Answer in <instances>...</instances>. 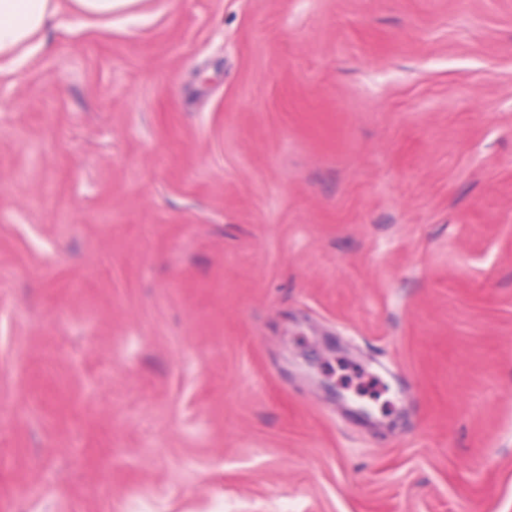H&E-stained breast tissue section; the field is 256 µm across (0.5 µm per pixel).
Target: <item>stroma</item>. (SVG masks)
Listing matches in <instances>:
<instances>
[{"mask_svg": "<svg viewBox=\"0 0 512 512\" xmlns=\"http://www.w3.org/2000/svg\"><path fill=\"white\" fill-rule=\"evenodd\" d=\"M56 5L0 70V512H512V0ZM135 0H71L73 15L78 18H99L112 16Z\"/></svg>", "mask_w": 512, "mask_h": 512, "instance_id": "35a3bbf8", "label": "stroma"}]
</instances>
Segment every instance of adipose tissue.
Wrapping results in <instances>:
<instances>
[{"instance_id":"ef3b65f1","label":"adipose tissue","mask_w":512,"mask_h":512,"mask_svg":"<svg viewBox=\"0 0 512 512\" xmlns=\"http://www.w3.org/2000/svg\"><path fill=\"white\" fill-rule=\"evenodd\" d=\"M55 14V0H0V62L12 66L38 50Z\"/></svg>"}]
</instances>
